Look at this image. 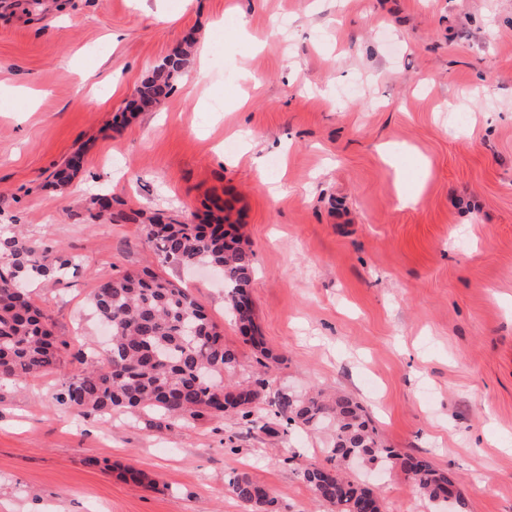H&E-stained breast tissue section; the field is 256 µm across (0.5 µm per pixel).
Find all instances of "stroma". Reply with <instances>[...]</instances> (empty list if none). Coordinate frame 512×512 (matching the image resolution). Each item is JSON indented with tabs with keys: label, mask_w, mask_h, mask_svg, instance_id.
Returning <instances> with one entry per match:
<instances>
[{
	"label": "stroma",
	"mask_w": 512,
	"mask_h": 512,
	"mask_svg": "<svg viewBox=\"0 0 512 512\" xmlns=\"http://www.w3.org/2000/svg\"><path fill=\"white\" fill-rule=\"evenodd\" d=\"M184 41L172 95L128 113ZM78 149L72 184L52 185ZM101 192L190 224L207 196L228 200L270 392L351 395L383 447L431 458L470 512H512V0H60L44 15L0 0V227L80 265L31 289L67 342L63 372L0 384V512H243L242 473L278 512H328L298 467L325 463L329 430L159 429L59 401L75 353L102 347L97 279L146 266L191 289L238 351L234 379L259 370L223 286L160 265L141 225L91 219ZM354 475L385 512H430L400 469Z\"/></svg>",
	"instance_id": "obj_1"
}]
</instances>
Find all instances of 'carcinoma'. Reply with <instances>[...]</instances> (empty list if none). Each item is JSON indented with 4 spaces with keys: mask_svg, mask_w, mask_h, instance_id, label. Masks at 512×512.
<instances>
[{
    "mask_svg": "<svg viewBox=\"0 0 512 512\" xmlns=\"http://www.w3.org/2000/svg\"><path fill=\"white\" fill-rule=\"evenodd\" d=\"M189 47L177 46L152 71L129 102L143 112L168 98L184 70ZM83 167V152L66 159L54 174L63 185ZM97 217L112 224H140L159 262L186 268L207 266L224 281V305L235 315L246 341L259 352L257 363L271 359L254 322L249 288L254 254L239 245L237 228L220 216L224 201H212L219 215L207 224H185L164 213L113 211L102 198L91 199ZM77 267L73 257L41 247L21 230L0 231V382L19 383L29 376L62 370L53 324L30 296L36 280H59ZM91 307L111 329L107 364L80 357L84 368L68 378L62 401L75 411L91 409L102 416L139 410L167 428L206 414L236 420L251 433L285 437L291 426L317 429L332 423L326 464L307 463L299 474L314 498L331 512H367L379 497L343 473L356 460L387 461L399 468L438 512H467L455 480L429 458L402 455L377 441L363 407L347 395L330 399L276 393L268 399L269 381L224 383L237 350L224 336L190 289L181 288L150 269L126 271L97 281ZM267 407H261V404ZM229 490L245 512H277L269 490L242 473Z\"/></svg>",
    "mask_w": 512,
    "mask_h": 512,
    "instance_id": "cac0c4a2",
    "label": "carcinoma"
}]
</instances>
